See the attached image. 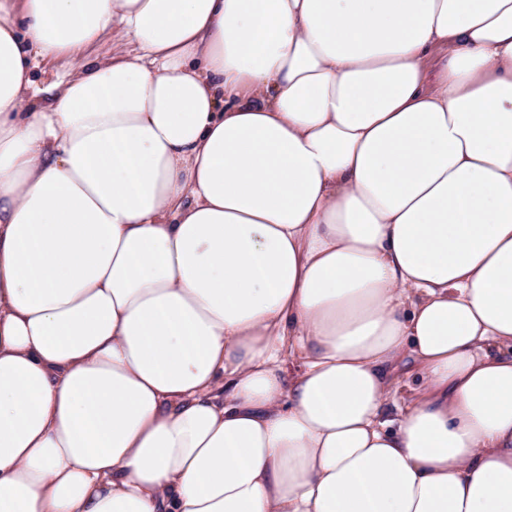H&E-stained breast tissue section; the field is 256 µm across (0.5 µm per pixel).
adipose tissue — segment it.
Masks as SVG:
<instances>
[{
	"label": "adipose tissue",
	"instance_id": "adipose-tissue-1",
	"mask_svg": "<svg viewBox=\"0 0 512 512\" xmlns=\"http://www.w3.org/2000/svg\"><path fill=\"white\" fill-rule=\"evenodd\" d=\"M0 512H512V0H0Z\"/></svg>",
	"mask_w": 512,
	"mask_h": 512
}]
</instances>
